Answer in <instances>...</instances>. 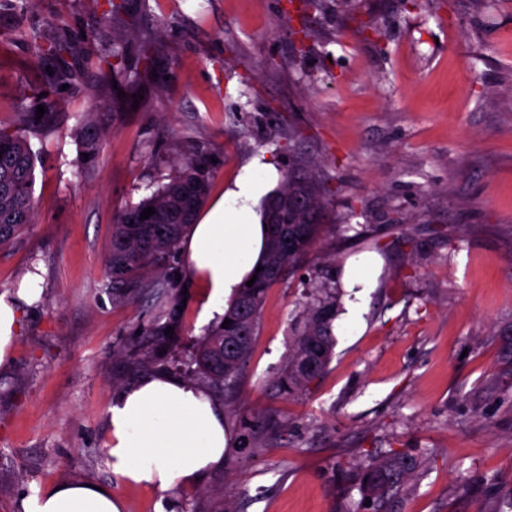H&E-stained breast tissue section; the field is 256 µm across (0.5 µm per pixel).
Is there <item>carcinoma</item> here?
I'll return each instance as SVG.
<instances>
[{"label":"carcinoma","instance_id":"obj_1","mask_svg":"<svg viewBox=\"0 0 512 512\" xmlns=\"http://www.w3.org/2000/svg\"><path fill=\"white\" fill-rule=\"evenodd\" d=\"M57 35L48 40L36 29H18L17 40L26 42L39 60L58 63L57 77L65 80L66 56L72 50L63 20L55 23ZM112 61L99 68L102 82H133L136 74L120 67L124 46H112ZM35 161L31 148L18 132L0 129V247L11 244L35 219L33 187ZM209 173L197 155L184 157L176 173L157 192L141 202L121 209L112 224L107 267L112 287H135L142 271L157 265L176 247L187 226L194 223L208 196ZM287 194L295 199L293 208L281 213L266 238L263 270L252 286H243L231 299L224 318L198 341L194 363L197 372L210 384L215 396L231 390L242 373L259 332L260 315L268 290L280 282L286 272L302 263L312 252L319 235L331 219L320 180L303 164L288 167L281 185L266 196L262 212ZM151 207L150 223L137 218ZM337 313L336 289L321 282L313 287L305 316L298 322L285 366L275 380L277 391L290 393L320 377L328 368L335 347L333 322ZM170 334H165L166 329ZM183 331L181 311L173 302L155 320L148 339L140 346L124 349L125 357L138 363L146 358L160 366ZM420 465L417 459L396 452L372 457L358 474L363 499L377 506L397 491L405 476Z\"/></svg>","mask_w":512,"mask_h":512}]
</instances>
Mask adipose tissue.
Masks as SVG:
<instances>
[{
    "label": "adipose tissue",
    "instance_id": "1",
    "mask_svg": "<svg viewBox=\"0 0 512 512\" xmlns=\"http://www.w3.org/2000/svg\"><path fill=\"white\" fill-rule=\"evenodd\" d=\"M254 159L189 225L184 254L206 290L204 319L223 317L260 263L266 233L256 205L272 175ZM107 465L127 482L160 490L199 483L231 444L224 412L194 383L160 373L118 394L108 409ZM26 512H123L120 497L87 483H60L35 497Z\"/></svg>",
    "mask_w": 512,
    "mask_h": 512
}]
</instances>
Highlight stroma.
<instances>
[{
    "mask_svg": "<svg viewBox=\"0 0 512 512\" xmlns=\"http://www.w3.org/2000/svg\"><path fill=\"white\" fill-rule=\"evenodd\" d=\"M59 17L74 45L64 83L13 36H53ZM117 42L139 72L119 91L93 64ZM46 97L59 106L37 116ZM1 127L35 155L36 222L0 248V292L19 297L0 367V512L63 482L107 486L124 512L219 496L226 512H356L360 465L390 451L422 463L381 512H512V0H126L106 23L92 0H30L0 11ZM190 154L209 161L213 200L255 156L280 174L311 165L338 222L267 293L221 401L224 461L161 491L108 468L107 409L155 372L122 354L156 318L154 283L182 304L179 369L207 330L205 290L180 253L131 291L107 288L105 259L117 212ZM361 257L377 268L358 298L342 277ZM326 279L331 363L279 394L295 323ZM257 413L269 425L243 447Z\"/></svg>",
    "mask_w": 512,
    "mask_h": 512,
    "instance_id": "35a3bbf8",
    "label": "stroma"
}]
</instances>
